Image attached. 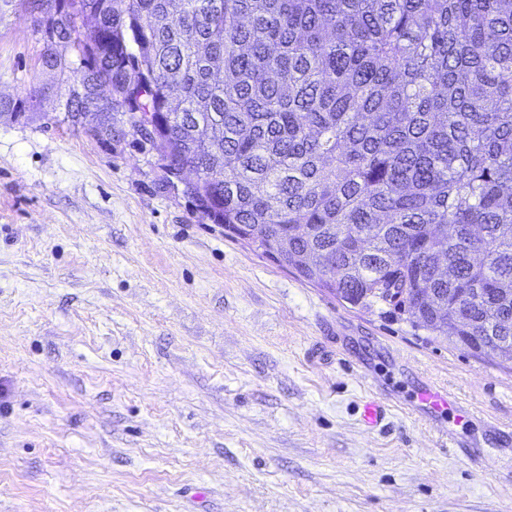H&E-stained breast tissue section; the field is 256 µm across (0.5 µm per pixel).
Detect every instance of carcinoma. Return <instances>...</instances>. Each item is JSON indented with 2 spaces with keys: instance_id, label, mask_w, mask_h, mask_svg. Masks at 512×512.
Instances as JSON below:
<instances>
[{
  "instance_id": "carcinoma-1",
  "label": "carcinoma",
  "mask_w": 512,
  "mask_h": 512,
  "mask_svg": "<svg viewBox=\"0 0 512 512\" xmlns=\"http://www.w3.org/2000/svg\"><path fill=\"white\" fill-rule=\"evenodd\" d=\"M20 2L43 15L65 118L97 114L88 137L110 150L114 112L152 113L211 223L356 306L393 288L412 327L448 335L443 309L508 356L512 0ZM48 91L0 115L28 120ZM290 224L310 231L283 245ZM461 288L486 299L448 309Z\"/></svg>"
}]
</instances>
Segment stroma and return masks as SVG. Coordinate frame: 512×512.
I'll return each mask as SVG.
<instances>
[{"label": "stroma", "instance_id": "stroma-1", "mask_svg": "<svg viewBox=\"0 0 512 512\" xmlns=\"http://www.w3.org/2000/svg\"><path fill=\"white\" fill-rule=\"evenodd\" d=\"M42 49L7 6L0 98L51 83ZM95 122L0 116V512H512V366L225 236ZM424 381L472 418L415 417Z\"/></svg>", "mask_w": 512, "mask_h": 512}]
</instances>
